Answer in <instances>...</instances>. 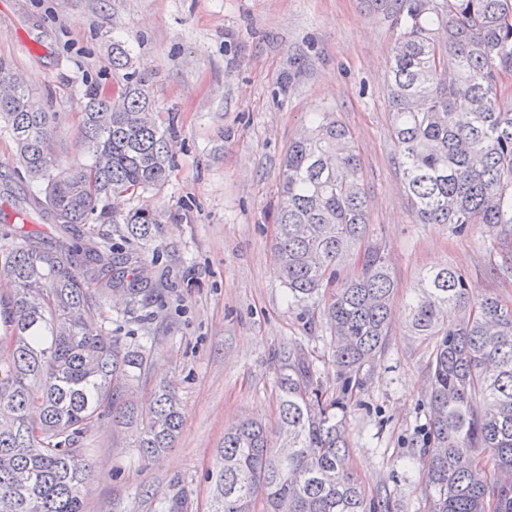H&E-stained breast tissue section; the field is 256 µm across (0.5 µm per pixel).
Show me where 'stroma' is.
<instances>
[{"instance_id":"obj_1","label":"stroma","mask_w":512,"mask_h":512,"mask_svg":"<svg viewBox=\"0 0 512 512\" xmlns=\"http://www.w3.org/2000/svg\"><path fill=\"white\" fill-rule=\"evenodd\" d=\"M396 30L373 0H0V58L27 80L35 101L57 113L62 161L81 137L83 90H116L129 68L148 76L160 120L172 132L167 182L108 200L117 216L148 206L164 215L157 246L139 253L172 287L147 324L126 317L121 297L98 323L151 351L154 373L134 400L151 402L170 379L183 426L173 448L142 459L125 429L104 418L85 445L94 470L85 512H159L186 495L208 512V474L225 430L246 418L275 424L279 360L297 347L328 392L345 393V435L367 498L388 512H426L419 458L427 445L430 346L401 312L420 276L460 269L476 295L512 303V253L477 225L414 223L395 159L386 76ZM317 112L352 133L368 191L369 238L386 243L397 283L389 341L367 383L343 388L331 364L325 300L288 295L272 250L289 142ZM16 146L0 123V225L49 231L19 207L39 186L13 173Z\"/></svg>"}]
</instances>
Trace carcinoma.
<instances>
[{"instance_id": "1", "label": "carcinoma", "mask_w": 512, "mask_h": 512, "mask_svg": "<svg viewBox=\"0 0 512 512\" xmlns=\"http://www.w3.org/2000/svg\"><path fill=\"white\" fill-rule=\"evenodd\" d=\"M396 38L387 73L398 166L418 224H483L512 245V108L498 79L512 72V0H389ZM56 115L32 99L25 77L0 58V120L17 145L18 171L40 186L36 202L55 221L0 237V512H84L93 476L85 435L106 414L134 436L143 459L173 447L183 424L174 387L159 383L141 411L131 400L148 380L150 353L93 327L102 298L121 292L127 311L170 284L142 273L138 252L115 251L89 223L120 227L147 244L161 215L140 208L117 220L112 194L163 185L170 132L156 119L147 79L126 74L117 97L86 86L77 152L89 163L60 165ZM368 200L349 130L319 112L288 145L273 251L291 297L328 293L322 316L336 338L332 364L345 385L365 383L385 351L395 299L386 245L358 254L346 281L337 269L366 235ZM405 311L412 333L431 344L429 444L420 461L428 512H512V304L472 296L452 266L421 276ZM277 428L245 420L224 432L212 512H382L350 468L337 411L304 352L283 354Z\"/></svg>"}]
</instances>
